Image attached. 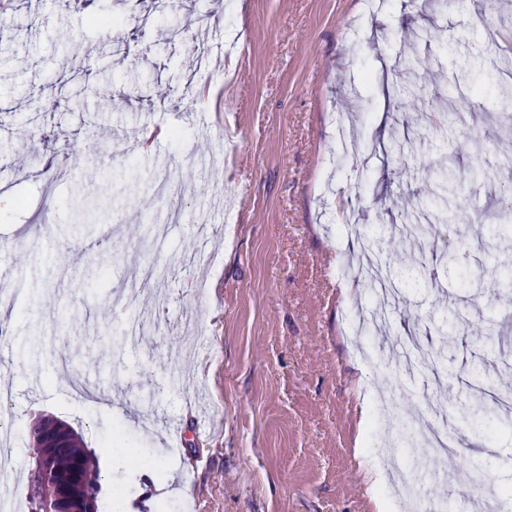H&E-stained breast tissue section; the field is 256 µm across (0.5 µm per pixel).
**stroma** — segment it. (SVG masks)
Returning a JSON list of instances; mask_svg holds the SVG:
<instances>
[{"instance_id": "1", "label": "stroma", "mask_w": 512, "mask_h": 512, "mask_svg": "<svg viewBox=\"0 0 512 512\" xmlns=\"http://www.w3.org/2000/svg\"><path fill=\"white\" fill-rule=\"evenodd\" d=\"M105 29L66 0L31 14L14 0L0 19V191L24 208L0 210V270L22 294L0 326L11 373L10 422L18 471L34 454L38 414L82 434L101 463V503L111 512H375L357 467L386 434L349 411L371 398L355 388L360 361L352 314L373 302L368 286L339 300L337 245L345 260L374 228L402 226L397 195L424 196L420 175L399 177L381 155L392 134L428 155L425 132L449 86L480 91L486 110L452 133L454 161L496 165L493 182H469L460 218L400 247L432 287L396 302L385 336L443 344L434 319L460 316L456 377L428 387L395 372V410L409 421L438 403L457 421L478 404L472 365L495 389H512V294L486 288L491 261L512 264V239L482 241L512 186V137L486 122L495 89L471 59L512 40V0L498 11L410 10L407 0H98ZM500 25V42L483 29ZM431 29L452 50L421 42ZM414 53L435 79L421 111L394 93L399 73L380 61ZM354 131L373 163L336 153V124ZM167 136L148 150L133 136ZM169 172L182 183L179 222L155 192ZM356 224L344 226V210ZM462 254L460 265L449 252ZM153 265L141 287L133 270ZM497 322L495 350L477 339ZM95 376L90 397L63 398L70 377ZM41 379L32 388V376ZM186 433L172 453V428ZM139 462L128 467L124 449Z\"/></svg>"}]
</instances>
